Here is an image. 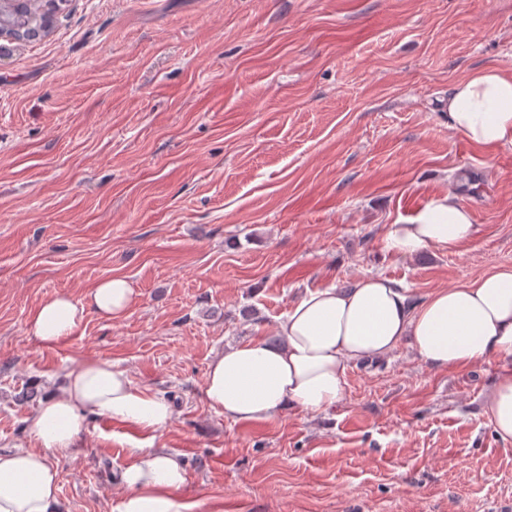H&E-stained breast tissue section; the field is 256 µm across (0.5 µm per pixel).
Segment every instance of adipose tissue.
<instances>
[{
  "mask_svg": "<svg viewBox=\"0 0 512 512\" xmlns=\"http://www.w3.org/2000/svg\"><path fill=\"white\" fill-rule=\"evenodd\" d=\"M444 107L453 131L470 143L512 147V72L486 66L457 83ZM472 214L451 193L432 195L407 219L390 225L386 250L410 256L433 248L457 252L472 240ZM135 302L126 279L99 281L82 301L61 293L33 308L27 332L51 347L74 335L87 313L121 318ZM279 344L252 339L227 346L207 367L203 397L235 423H263L297 408L321 413L345 392L350 366L390 357L408 347L431 369L466 370L512 358V266L435 290H412L381 277L307 291L276 326ZM483 412L498 438L512 443V368L500 370ZM94 413L134 426L119 475L124 494L116 512H190L180 494L186 472L178 454L154 447L152 437L171 419L168 401L136 388L115 365L87 359L69 370L59 391L38 408L33 449L0 452V512H57L59 474L51 453L71 448Z\"/></svg>",
  "mask_w": 512,
  "mask_h": 512,
  "instance_id": "1",
  "label": "adipose tissue"
}]
</instances>
